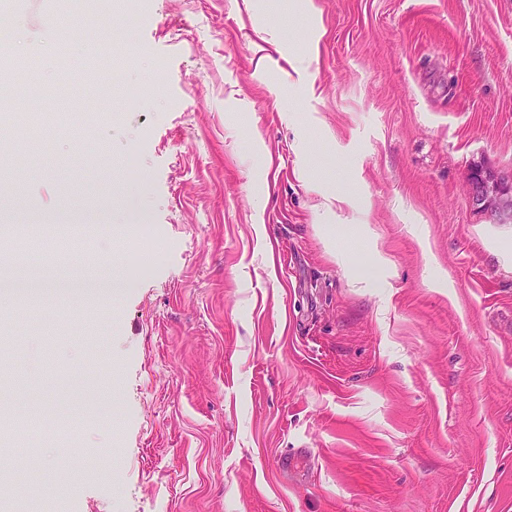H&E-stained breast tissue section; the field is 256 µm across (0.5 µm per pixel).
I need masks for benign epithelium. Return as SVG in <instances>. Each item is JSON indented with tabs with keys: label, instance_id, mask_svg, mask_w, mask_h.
I'll use <instances>...</instances> for the list:
<instances>
[{
	"label": "benign epithelium",
	"instance_id": "1",
	"mask_svg": "<svg viewBox=\"0 0 512 512\" xmlns=\"http://www.w3.org/2000/svg\"><path fill=\"white\" fill-rule=\"evenodd\" d=\"M473 205L493 224H512V173L475 168L468 177Z\"/></svg>",
	"mask_w": 512,
	"mask_h": 512
}]
</instances>
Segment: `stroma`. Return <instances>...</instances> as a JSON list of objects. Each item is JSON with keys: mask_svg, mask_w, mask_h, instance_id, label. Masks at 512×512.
Returning <instances> with one entry per match:
<instances>
[{"mask_svg": "<svg viewBox=\"0 0 512 512\" xmlns=\"http://www.w3.org/2000/svg\"><path fill=\"white\" fill-rule=\"evenodd\" d=\"M313 2L0 10V85L65 52L84 131L18 166L0 123V214L90 225L68 268L113 287L49 306L51 344L0 292V410H44L28 468L0 440V512H512V224L467 182L512 171V0Z\"/></svg>", "mask_w": 512, "mask_h": 512, "instance_id": "stroma-1", "label": "stroma"}]
</instances>
